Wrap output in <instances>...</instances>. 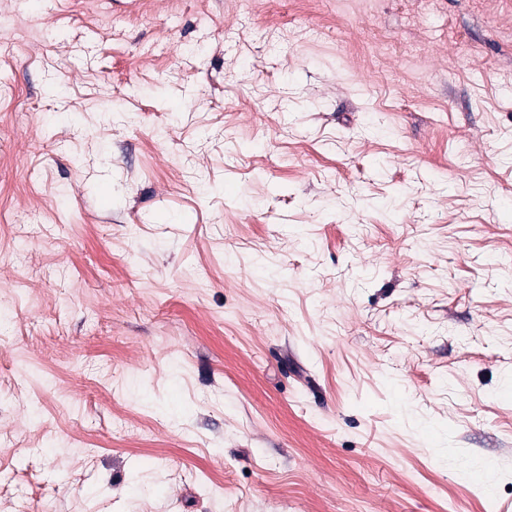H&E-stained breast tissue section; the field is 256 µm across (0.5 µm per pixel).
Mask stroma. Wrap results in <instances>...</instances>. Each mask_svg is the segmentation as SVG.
I'll return each instance as SVG.
<instances>
[{
    "instance_id": "35a3bbf8",
    "label": "stroma",
    "mask_w": 512,
    "mask_h": 512,
    "mask_svg": "<svg viewBox=\"0 0 512 512\" xmlns=\"http://www.w3.org/2000/svg\"><path fill=\"white\" fill-rule=\"evenodd\" d=\"M0 318V512H512V0H0Z\"/></svg>"
}]
</instances>
